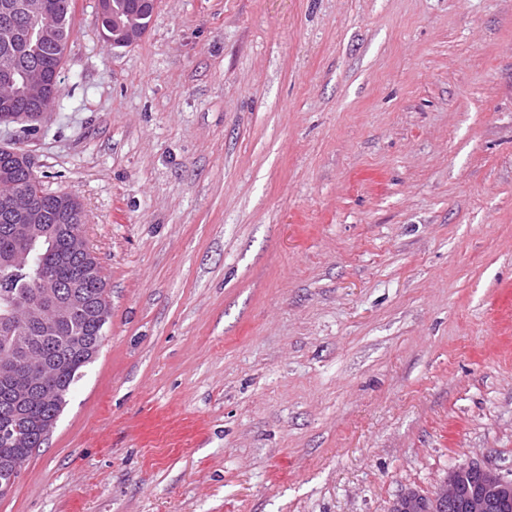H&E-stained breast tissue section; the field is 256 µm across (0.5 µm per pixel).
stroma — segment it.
<instances>
[{
	"label": "stroma",
	"instance_id": "stroma-1",
	"mask_svg": "<svg viewBox=\"0 0 512 512\" xmlns=\"http://www.w3.org/2000/svg\"><path fill=\"white\" fill-rule=\"evenodd\" d=\"M45 125L95 359L0 512H391L512 473V0H75ZM105 1L106 0L98 1V7H99V12H100L101 17L104 16V14H105V10H106ZM101 28H102L103 35L105 33H107V34H105L106 37L109 40L112 39V44L115 46L131 45V44L135 43L147 30V29L142 30V31L128 30V31H124L123 33L119 34L117 37H112V12L109 17L104 16V18H102ZM113 14L132 27L146 28L151 16L140 8L137 0H112Z\"/></svg>",
	"mask_w": 512,
	"mask_h": 512
}]
</instances>
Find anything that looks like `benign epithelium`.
<instances>
[{"label": "benign epithelium", "mask_w": 512, "mask_h": 512, "mask_svg": "<svg viewBox=\"0 0 512 512\" xmlns=\"http://www.w3.org/2000/svg\"><path fill=\"white\" fill-rule=\"evenodd\" d=\"M21 77L28 92L38 96V100L50 98L57 93L54 82L46 81L39 74L25 70ZM50 105L46 104L33 112H22L11 119V123L21 125L29 130L37 129L49 115ZM59 211L63 221L52 224L42 203L26 193L0 195V212L5 214L9 224L8 232L23 247L24 255L16 258L7 255L0 259L5 266L29 262V254L37 244L52 247L57 238L63 235L79 234L80 225L67 224L65 220L76 214L75 198L65 195L60 200ZM34 284L36 296L28 304L37 319L36 325L43 331L50 332L62 321L70 319L76 310L85 307V297L79 284L70 285L66 292L59 290L54 275L39 266L35 270ZM17 308L12 297L0 300V334L10 341L14 358L0 362V382L10 390L11 411L7 419L0 423V436L12 440L23 435L29 425L25 406L33 399L55 401L58 390L48 381L49 372L56 365L57 358H48L43 366V382L34 384L24 367L30 351V337L21 330L13 319ZM470 474L473 487L470 492L463 490L459 481V471ZM512 497V477L509 478L477 462H469L461 469L448 472L446 478L433 490L420 492L408 490L395 502L392 512H453L454 505L461 502L467 512H497L499 499Z\"/></svg>", "instance_id": "obj_1"}]
</instances>
